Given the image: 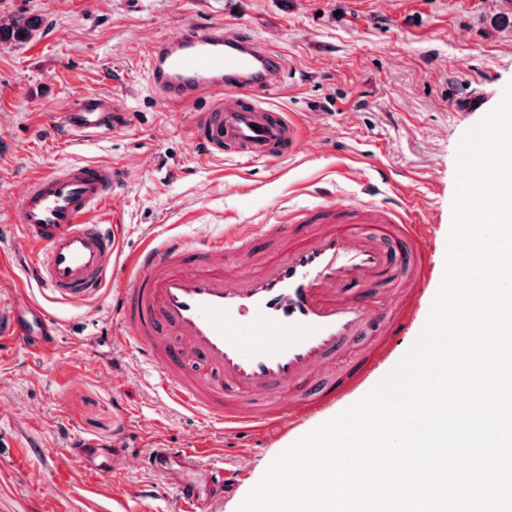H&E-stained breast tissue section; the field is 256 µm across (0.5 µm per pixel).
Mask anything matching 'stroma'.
Wrapping results in <instances>:
<instances>
[{
    "instance_id": "obj_1",
    "label": "stroma",
    "mask_w": 512,
    "mask_h": 512,
    "mask_svg": "<svg viewBox=\"0 0 512 512\" xmlns=\"http://www.w3.org/2000/svg\"><path fill=\"white\" fill-rule=\"evenodd\" d=\"M17 16L38 27L23 45H0V251L25 182L78 162L124 172L114 209L89 218L119 221L123 258L162 231L191 244L229 224L267 223L314 191L390 206L402 194L427 213V293L364 382L282 429L229 439L167 402L155 371L117 336V283L56 302L16 259L0 265V314L27 299L57 335L44 354L0 348V512H181L175 486L187 471L178 461L156 473L155 448L196 454L199 477L213 464L234 471L233 490L208 510L237 512L280 454L367 396L425 328L445 271L459 144L512 85V0H0V24ZM200 20L234 23L284 56L268 102L301 124L306 156L197 160L196 107L162 103L146 49ZM88 92L116 95L123 121L72 145L60 114ZM77 437L127 460L86 474L70 453Z\"/></svg>"
}]
</instances>
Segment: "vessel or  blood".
Instances as JSON below:
<instances>
[{"label":"vessel or blood","instance_id":"obj_1","mask_svg":"<svg viewBox=\"0 0 512 512\" xmlns=\"http://www.w3.org/2000/svg\"><path fill=\"white\" fill-rule=\"evenodd\" d=\"M285 62L262 42L224 23L195 24L154 42L148 72L163 102L197 103L195 152L204 158L276 161L303 151L298 125L265 105ZM123 121L109 96L89 93L68 104L62 123L76 141L107 135ZM120 180L113 167L77 163L30 179L18 195L12 232L23 244L28 280L62 301L95 297L112 278L124 281L121 321L139 360L153 367L168 399L225 435L270 430L298 419L300 408L331 403L358 386L378 352L404 330L425 294L430 227L405 205L354 206L327 199L280 211L272 224H236L224 238L187 246L177 234L152 238L120 259L117 227L87 223L110 203ZM373 224L372 235L352 233ZM305 226L302 234L294 226ZM264 241L255 274L225 268L224 257ZM403 242L415 266L407 301L397 313L374 312L356 285L400 279L389 244ZM250 326L242 349L241 322ZM0 333L31 350L55 336L44 309L24 305L0 318ZM374 346L340 377L321 384L319 370L363 336ZM294 391L296 404L280 396Z\"/></svg>","mask_w":512,"mask_h":512}]
</instances>
